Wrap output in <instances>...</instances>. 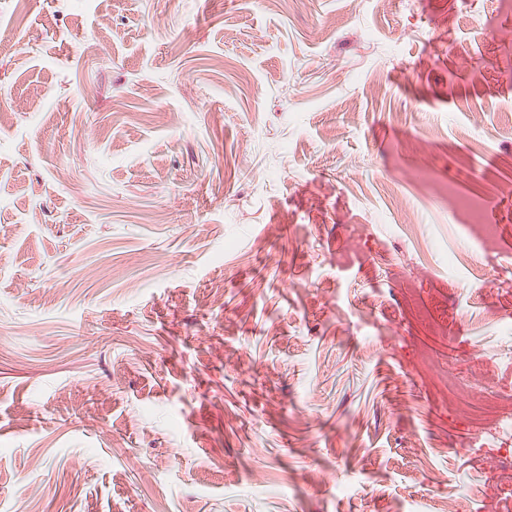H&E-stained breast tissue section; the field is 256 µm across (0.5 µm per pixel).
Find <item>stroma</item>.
Instances as JSON below:
<instances>
[{
    "label": "stroma",
    "mask_w": 512,
    "mask_h": 512,
    "mask_svg": "<svg viewBox=\"0 0 512 512\" xmlns=\"http://www.w3.org/2000/svg\"><path fill=\"white\" fill-rule=\"evenodd\" d=\"M509 32L0 0V512H512ZM448 201L456 208L465 211L468 214L470 224L480 234L489 235L492 233V227L484 225L482 222V210L477 198L449 191Z\"/></svg>",
    "instance_id": "stroma-1"
}]
</instances>
